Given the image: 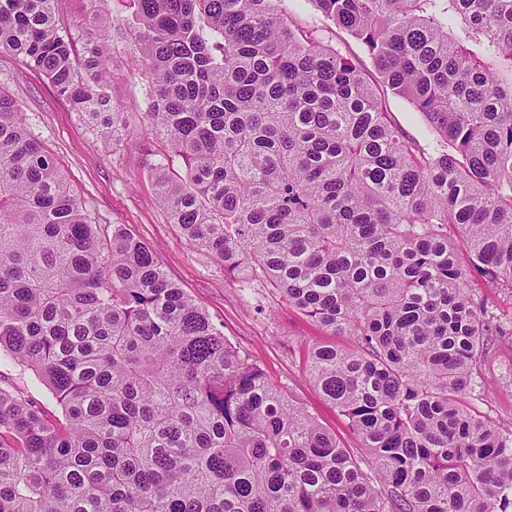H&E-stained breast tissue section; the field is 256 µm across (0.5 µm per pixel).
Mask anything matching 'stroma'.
Returning a JSON list of instances; mask_svg holds the SVG:
<instances>
[{
	"instance_id": "1",
	"label": "stroma",
	"mask_w": 512,
	"mask_h": 512,
	"mask_svg": "<svg viewBox=\"0 0 512 512\" xmlns=\"http://www.w3.org/2000/svg\"><path fill=\"white\" fill-rule=\"evenodd\" d=\"M98 8L115 31L106 74L107 92L119 107L131 135L101 141L92 122L59 97L45 76L22 59L0 57V91L17 100L42 148L54 159L74 194L100 224H123L156 251L168 277L221 324L225 336L260 366L268 379L305 408L354 454L361 443L336 407L312 382L307 350L316 344L351 346L348 336H335L303 314L271 286L248 284L225 275L211 253L191 247L159 204L150 168L160 158H173L167 141L145 118L146 76L135 47L136 25L130 0H100ZM292 22L315 27L329 47L356 58L370 79L378 74L362 43L326 20L312 0H294ZM387 109L396 126L424 145L440 136L427 118L397 95H388ZM475 406L504 429H512V336L492 337L475 374ZM0 383L13 386L41 403L50 413L59 407L35 378L0 355Z\"/></svg>"
}]
</instances>
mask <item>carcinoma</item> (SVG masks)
Returning a JSON list of instances; mask_svg holds the SVG:
<instances>
[{"label": "carcinoma", "instance_id": "cac0c4a2", "mask_svg": "<svg viewBox=\"0 0 512 512\" xmlns=\"http://www.w3.org/2000/svg\"><path fill=\"white\" fill-rule=\"evenodd\" d=\"M148 120L180 157L160 205L224 273L353 346L308 372L369 463L224 336L123 224H98L0 92V351L61 408L0 386V512H512V429L474 366L512 335V0H312L381 79L289 24L288 0H132ZM57 0H0L21 55L108 141L112 23L82 63ZM468 32L454 35L459 21ZM423 113L432 147L388 119ZM386 99L388 112L396 126L423 145H436V142L440 140L439 134L427 118L421 112H417L408 100L393 95L390 91H388ZM470 290L476 302L496 313L503 322L509 321L512 316V293L503 288H496L476 275L472 279Z\"/></svg>", "mask_w": 512, "mask_h": 512}]
</instances>
